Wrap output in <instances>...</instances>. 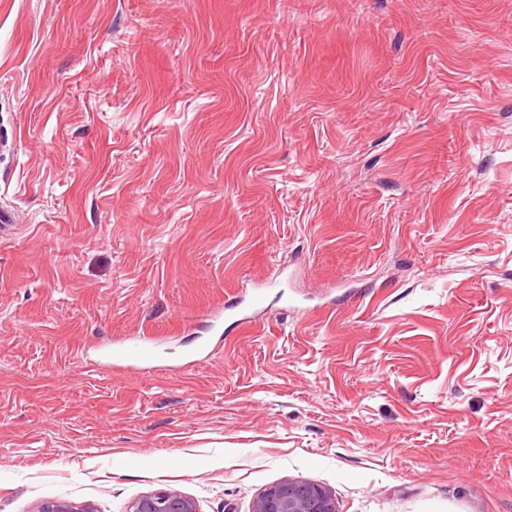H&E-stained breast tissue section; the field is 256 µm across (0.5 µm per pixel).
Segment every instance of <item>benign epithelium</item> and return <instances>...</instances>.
I'll return each mask as SVG.
<instances>
[{"mask_svg":"<svg viewBox=\"0 0 512 512\" xmlns=\"http://www.w3.org/2000/svg\"><path fill=\"white\" fill-rule=\"evenodd\" d=\"M37 512H97L91 502L74 504L65 500L41 503ZM129 512H199L190 497L172 489H159L137 498ZM252 512H336L330 492L312 481L283 480L263 491Z\"/></svg>","mask_w":512,"mask_h":512,"instance_id":"1","label":"benign epithelium"}]
</instances>
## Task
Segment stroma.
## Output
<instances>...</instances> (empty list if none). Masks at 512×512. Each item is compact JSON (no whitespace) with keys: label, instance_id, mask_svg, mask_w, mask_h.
<instances>
[{"label":"stroma","instance_id":"obj_1","mask_svg":"<svg viewBox=\"0 0 512 512\" xmlns=\"http://www.w3.org/2000/svg\"><path fill=\"white\" fill-rule=\"evenodd\" d=\"M1 208L0 512H512V0H0ZM158 342L152 336H140L113 348V358L125 362H143L156 356ZM252 512H336L330 492L312 481L283 480L263 491ZM129 512H199L190 497L172 489H159L137 498Z\"/></svg>","mask_w":512,"mask_h":512}]
</instances>
